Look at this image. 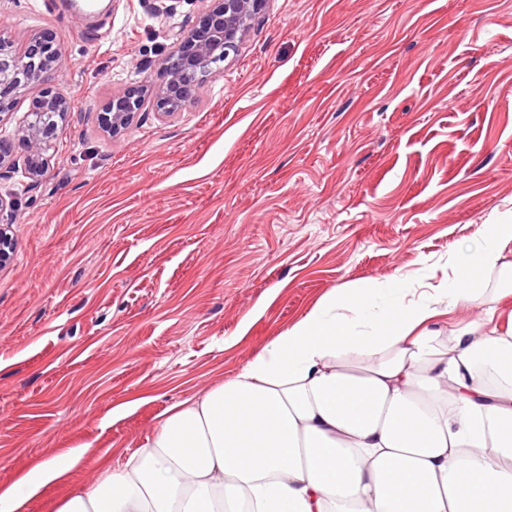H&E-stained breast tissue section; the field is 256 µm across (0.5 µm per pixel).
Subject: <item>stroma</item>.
<instances>
[{"mask_svg":"<svg viewBox=\"0 0 512 512\" xmlns=\"http://www.w3.org/2000/svg\"><path fill=\"white\" fill-rule=\"evenodd\" d=\"M211 5H0L13 48L49 33L65 53L0 129L44 87L71 103L0 264V482L96 450L20 512H55L330 290L446 283L512 209V0H267L180 112L149 98L104 132L105 103L159 86Z\"/></svg>","mask_w":512,"mask_h":512,"instance_id":"35a3bbf8","label":"stroma"}]
</instances>
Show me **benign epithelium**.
Wrapping results in <instances>:
<instances>
[{
	"instance_id": "1",
	"label": "benign epithelium",
	"mask_w": 512,
	"mask_h": 512,
	"mask_svg": "<svg viewBox=\"0 0 512 512\" xmlns=\"http://www.w3.org/2000/svg\"><path fill=\"white\" fill-rule=\"evenodd\" d=\"M266 0H215L197 24L185 33L177 49L163 62L164 81L156 91L157 107L163 117L179 112L191 93L183 79L188 71L209 72L216 76L219 63L235 51L250 22ZM64 65V54L44 37L28 41L20 50L0 45V112L10 109L17 96L41 81L43 75ZM144 87L138 86L108 100L101 116L103 126L116 136L130 124L141 108ZM40 121L24 120L16 134L0 133V176L19 175L17 184L44 171L52 147L56 117L69 112L68 100L46 89L37 101Z\"/></svg>"
}]
</instances>
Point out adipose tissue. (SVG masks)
<instances>
[{"label": "adipose tissue", "instance_id": "1", "mask_svg": "<svg viewBox=\"0 0 512 512\" xmlns=\"http://www.w3.org/2000/svg\"><path fill=\"white\" fill-rule=\"evenodd\" d=\"M511 247L512 210L434 292L410 301L398 280L330 291L57 512H512V289L489 296L485 323H443L485 297L479 273L512 271ZM85 454L0 484V512Z\"/></svg>", "mask_w": 512, "mask_h": 512}]
</instances>
